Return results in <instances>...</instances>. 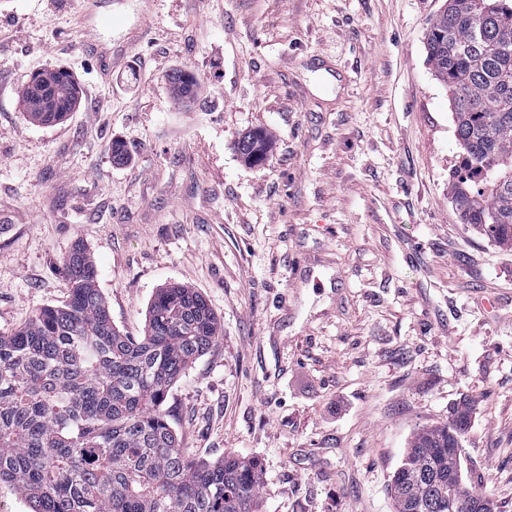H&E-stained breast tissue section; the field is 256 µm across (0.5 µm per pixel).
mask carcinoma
I'll return each mask as SVG.
<instances>
[{
	"label": "carcinoma",
	"instance_id": "1",
	"mask_svg": "<svg viewBox=\"0 0 512 512\" xmlns=\"http://www.w3.org/2000/svg\"><path fill=\"white\" fill-rule=\"evenodd\" d=\"M428 64L448 88L461 163L448 178L457 213L495 245L512 249V0H448L425 36ZM45 86L63 120L74 107L70 73L31 78ZM178 96L193 78L171 77ZM243 160L267 159L260 133L237 146ZM70 293L0 334V486L32 512H257L261 467L229 454L203 463L181 447L164 409L169 389L223 334L202 294L173 284L150 301L144 335L112 323L92 255L80 244L63 257ZM468 399L448 421L413 434L390 494L394 512H471L468 494L448 492V463L464 481Z\"/></svg>",
	"mask_w": 512,
	"mask_h": 512
}]
</instances>
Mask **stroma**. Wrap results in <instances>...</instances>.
Returning a JSON list of instances; mask_svg holds the SVG:
<instances>
[{"label": "stroma", "mask_w": 512, "mask_h": 512, "mask_svg": "<svg viewBox=\"0 0 512 512\" xmlns=\"http://www.w3.org/2000/svg\"><path fill=\"white\" fill-rule=\"evenodd\" d=\"M445 2L105 0L86 27L78 0H0V333L66 299L82 243L126 335L162 286L207 299L224 335L164 407L195 458L258 460L259 512H394L410 437L463 396L467 484L512 512V250L448 194ZM59 67L93 102L33 124L21 90ZM237 150L245 162L259 165L267 159L268 141L261 133H253L238 143Z\"/></svg>", "instance_id": "35a3bbf8"}]
</instances>
